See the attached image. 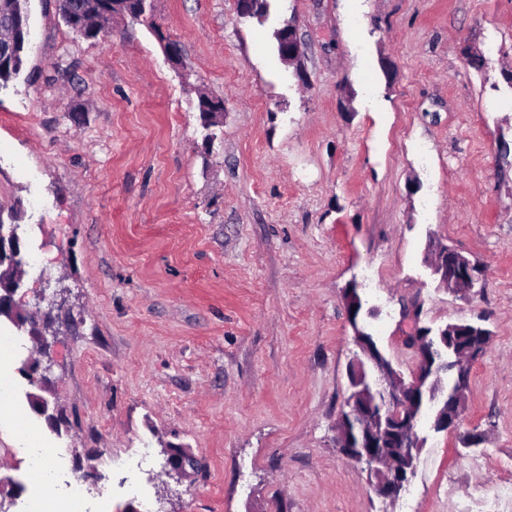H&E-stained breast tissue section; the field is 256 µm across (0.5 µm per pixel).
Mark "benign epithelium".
Wrapping results in <instances>:
<instances>
[{"label":"benign epithelium","instance_id":"1","mask_svg":"<svg viewBox=\"0 0 512 512\" xmlns=\"http://www.w3.org/2000/svg\"><path fill=\"white\" fill-rule=\"evenodd\" d=\"M281 43L280 59L288 65L297 62L300 45L287 24L282 27ZM21 255L20 238L0 230V261L6 259L20 269L25 266ZM428 265L439 277V287L452 294L467 297L481 287L480 279L471 272V260L445 244L431 243ZM39 301L46 302V306L37 307L36 319L43 321L46 327L53 323L55 308L61 306V302L55 299L48 302L43 294ZM421 315L422 310L417 305L407 310L411 329L405 336V344L416 356V368L408 378L393 366L373 337L356 330L354 343L359 354L350 361L348 369L352 398L346 400L336 419L337 448L355 462L366 465L375 479L371 487L383 499L398 498L414 477L417 457L409 451L393 455L385 441L414 435L416 416L411 412V404L417 401L419 392L428 391L433 404L431 428L437 432L456 431L466 407L464 392L467 371L473 362L472 350L463 354L458 351L456 342L468 327L455 324L434 331L420 325ZM435 342L446 348L448 365L458 378L449 401L439 399L442 376L432 359ZM26 372L32 382L40 383L51 372V361L37 360L27 366Z\"/></svg>","mask_w":512,"mask_h":512}]
</instances>
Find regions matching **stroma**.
<instances>
[{
	"mask_svg": "<svg viewBox=\"0 0 512 512\" xmlns=\"http://www.w3.org/2000/svg\"><path fill=\"white\" fill-rule=\"evenodd\" d=\"M28 14L0 89V221L27 259L18 307L46 287L65 305L47 385L22 373L31 338L12 353L26 419L0 413V504L30 497L27 428L54 451L47 494L79 482L90 512H455L444 486L493 492L512 467V0H274L261 24L237 0H151L150 22L90 39L56 0ZM289 21L295 66L272 37ZM201 91L224 101L209 145ZM432 240L478 265L470 300L432 280ZM352 282L403 373L411 303L492 332L458 432L424 429L395 500L334 442Z\"/></svg>",
	"mask_w": 512,
	"mask_h": 512,
	"instance_id": "stroma-1",
	"label": "stroma"
}]
</instances>
